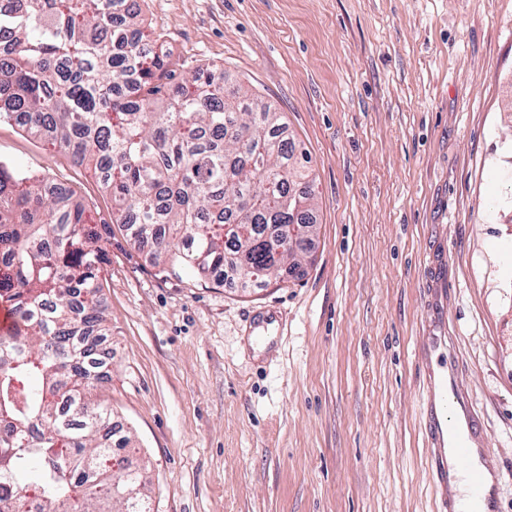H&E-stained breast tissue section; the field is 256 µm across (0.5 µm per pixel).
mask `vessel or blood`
<instances>
[{"label": "vessel or blood", "instance_id": "1", "mask_svg": "<svg viewBox=\"0 0 512 512\" xmlns=\"http://www.w3.org/2000/svg\"><path fill=\"white\" fill-rule=\"evenodd\" d=\"M426 438L430 448L433 482L440 495V512H499L496 489L502 473L489 459L473 467L478 424L468 397L459 391L457 367L448 362L445 370L430 377L425 401ZM464 469L468 477L465 495H458L449 460Z\"/></svg>", "mask_w": 512, "mask_h": 512}]
</instances>
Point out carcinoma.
<instances>
[{
	"label": "carcinoma",
	"instance_id": "obj_1",
	"mask_svg": "<svg viewBox=\"0 0 512 512\" xmlns=\"http://www.w3.org/2000/svg\"><path fill=\"white\" fill-rule=\"evenodd\" d=\"M120 0H30L0 12V121L91 164L112 223L216 286L301 273L309 173L281 115L229 73L164 83L167 55ZM67 186L0 161V512H153L131 439L86 399L112 367L97 306L108 257Z\"/></svg>",
	"mask_w": 512,
	"mask_h": 512
}]
</instances>
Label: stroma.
I'll use <instances>...</instances> for the list:
<instances>
[{
  "label": "stroma",
  "mask_w": 512,
  "mask_h": 512,
  "mask_svg": "<svg viewBox=\"0 0 512 512\" xmlns=\"http://www.w3.org/2000/svg\"><path fill=\"white\" fill-rule=\"evenodd\" d=\"M176 75L283 113L313 180L303 273L217 287L158 266L91 172L9 121L0 160L108 223L109 377L153 512H437L422 340L448 338L512 512V0H137ZM277 317L253 339V316Z\"/></svg>",
  "instance_id": "obj_1"
}]
</instances>
